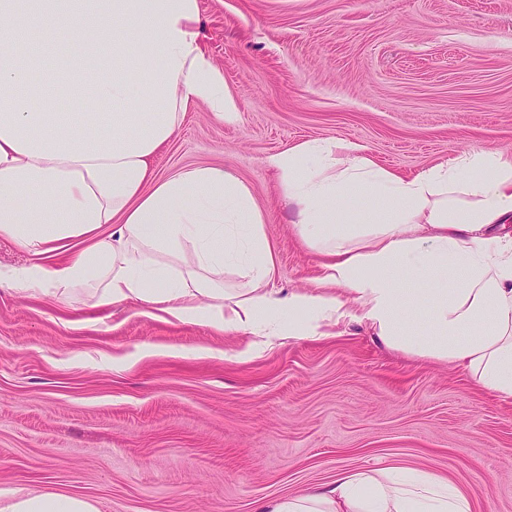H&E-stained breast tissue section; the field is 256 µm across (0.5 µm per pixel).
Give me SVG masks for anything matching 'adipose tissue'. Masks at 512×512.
Returning <instances> with one entry per match:
<instances>
[{
    "label": "adipose tissue",
    "mask_w": 512,
    "mask_h": 512,
    "mask_svg": "<svg viewBox=\"0 0 512 512\" xmlns=\"http://www.w3.org/2000/svg\"><path fill=\"white\" fill-rule=\"evenodd\" d=\"M199 22L198 0H0V235L32 258L0 271V288L79 292L98 307L241 331L252 337L244 358L356 321L386 347L463 368L511 400L512 155L470 150L413 176L342 139L270 157L295 230L323 268L320 288L277 295L248 187L221 168L164 180L152 168L189 108L239 118ZM64 241L67 258L52 261ZM0 512L97 508L47 482L11 491ZM255 512L474 508L446 478L390 464L337 471Z\"/></svg>",
    "instance_id": "adipose-tissue-1"
}]
</instances>
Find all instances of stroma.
Here are the masks:
<instances>
[{"label": "stroma", "mask_w": 512, "mask_h": 512, "mask_svg": "<svg viewBox=\"0 0 512 512\" xmlns=\"http://www.w3.org/2000/svg\"><path fill=\"white\" fill-rule=\"evenodd\" d=\"M202 45L240 107L185 112L157 178L221 167L251 191L274 290L316 288L267 157L362 145L414 175L512 153V0H199ZM242 333L0 288V495L55 481L100 512H253L263 498L388 461L512 512V400L347 322L242 359Z\"/></svg>", "instance_id": "stroma-1"}]
</instances>
